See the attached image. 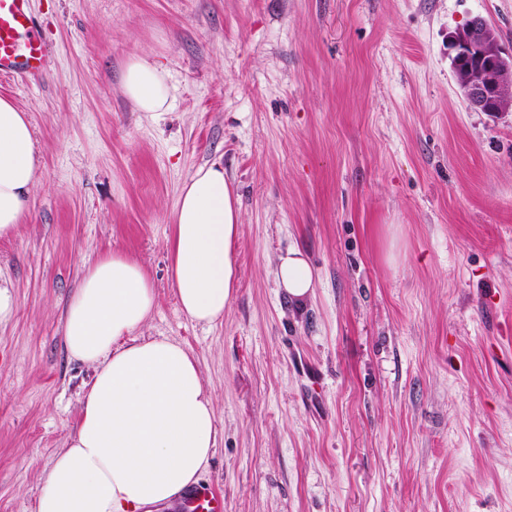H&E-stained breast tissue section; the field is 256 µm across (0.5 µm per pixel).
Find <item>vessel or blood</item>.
Segmentation results:
<instances>
[{
	"mask_svg": "<svg viewBox=\"0 0 512 512\" xmlns=\"http://www.w3.org/2000/svg\"><path fill=\"white\" fill-rule=\"evenodd\" d=\"M45 60L29 0H0V75L23 79L41 72ZM190 497L198 512H224L223 497L211 487H195Z\"/></svg>",
	"mask_w": 512,
	"mask_h": 512,
	"instance_id": "obj_1",
	"label": "vessel or blood"
}]
</instances>
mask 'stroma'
Returning a JSON list of instances; mask_svg holds the SVG:
<instances>
[{
	"instance_id": "35a3bbf8",
	"label": "stroma",
	"mask_w": 512,
	"mask_h": 512,
	"mask_svg": "<svg viewBox=\"0 0 512 512\" xmlns=\"http://www.w3.org/2000/svg\"><path fill=\"white\" fill-rule=\"evenodd\" d=\"M45 72L0 75L40 159L0 239V512H35L93 370L63 310L117 251L151 280L142 336L196 358L224 512H512V107L470 109L448 34L512 52V0H31ZM139 54L170 107L121 85ZM221 162L240 197L237 287L191 321L168 274L183 183ZM300 249L296 301L276 267ZM122 89L140 112H164L169 106L167 72L158 62L130 57L124 67ZM276 277L288 295L295 300L305 299L311 292L313 272L298 250H290L278 259Z\"/></svg>"
}]
</instances>
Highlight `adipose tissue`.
<instances>
[{
  "label": "adipose tissue",
  "instance_id": "1",
  "mask_svg": "<svg viewBox=\"0 0 512 512\" xmlns=\"http://www.w3.org/2000/svg\"><path fill=\"white\" fill-rule=\"evenodd\" d=\"M123 93L142 112L166 111L164 66L130 57ZM39 159L25 112L0 98V238L24 219ZM237 194L220 163L198 167L181 188L172 217L169 274L181 311L214 324L236 283L240 233ZM276 277L305 299L313 272L300 251L278 259ZM155 290L143 268L109 253L86 267L64 314L69 354L91 366L68 446L45 475L36 512H144L198 482L217 443L213 400L193 355L167 339L135 338L152 315Z\"/></svg>",
  "mask_w": 512,
  "mask_h": 512
}]
</instances>
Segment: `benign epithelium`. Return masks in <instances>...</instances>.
<instances>
[{
	"label": "benign epithelium",
	"mask_w": 512,
	"mask_h": 512,
	"mask_svg": "<svg viewBox=\"0 0 512 512\" xmlns=\"http://www.w3.org/2000/svg\"><path fill=\"white\" fill-rule=\"evenodd\" d=\"M448 57L461 92L481 112L500 113L501 95L512 89V54L503 52L498 32L476 17L448 36Z\"/></svg>",
	"instance_id": "benign-epithelium-1"
}]
</instances>
